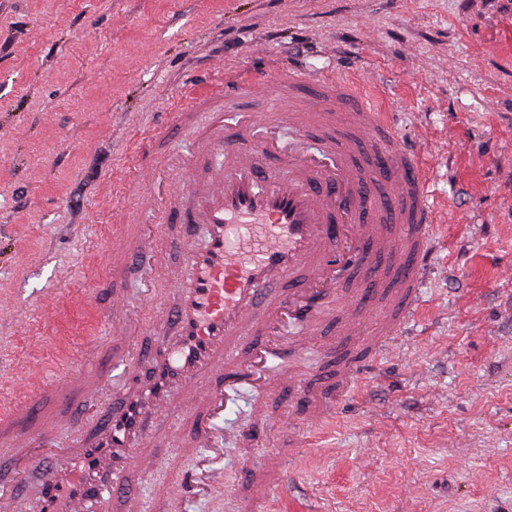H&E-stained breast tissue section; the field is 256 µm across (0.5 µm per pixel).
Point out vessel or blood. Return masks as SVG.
Listing matches in <instances>:
<instances>
[{"label":"vessel or blood","instance_id":"1","mask_svg":"<svg viewBox=\"0 0 512 512\" xmlns=\"http://www.w3.org/2000/svg\"><path fill=\"white\" fill-rule=\"evenodd\" d=\"M243 97L260 100L262 111L240 110ZM301 111L311 121L298 124ZM194 112L208 113V123L189 124ZM179 116L194 152L138 166L136 179L148 209L199 225L197 243L169 238L185 273L167 274L152 245L154 226L123 238L130 217L114 208L112 238L146 301L160 287L171 300L147 329L145 355L124 350L88 376L33 380L34 398L57 394L59 413L40 417L36 431H15L20 470H39L40 479L26 505L13 484L0 483V512H107L114 495L130 493L131 473L150 464L156 421L190 392L202 402L190 415L200 452L194 469L162 496L179 502L204 494L224 457L217 424L243 389L272 392L274 370L291 354L287 328L316 336L335 319L353 329L368 313L366 293L386 295L380 335L367 343L376 360L392 351L398 330L424 302L435 228L451 217L435 199L423 152L400 137L359 82L292 66L287 80L271 84L263 73L243 78L227 69ZM256 152L287 177L261 175ZM213 157L223 158V169L197 184L196 173ZM292 276L297 287L269 295L273 283ZM118 364L123 387L115 398L111 370Z\"/></svg>","mask_w":512,"mask_h":512}]
</instances>
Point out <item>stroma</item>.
<instances>
[{
	"label": "stroma",
	"instance_id": "stroma-1",
	"mask_svg": "<svg viewBox=\"0 0 512 512\" xmlns=\"http://www.w3.org/2000/svg\"><path fill=\"white\" fill-rule=\"evenodd\" d=\"M334 70L371 85L428 159L439 203L427 300L389 355L370 363L311 440L279 426L336 384V361L297 346L263 420L243 397L224 415V471L194 512H512V0H0V410L27 375L93 371L105 352L112 208L158 225L172 274L175 216L144 213L130 141L167 129L206 96L219 66L285 76ZM160 422L152 471L112 512H183L159 499L194 465L185 413ZM256 435L250 461L238 434ZM278 491L256 503L257 483Z\"/></svg>",
	"mask_w": 512,
	"mask_h": 512
}]
</instances>
